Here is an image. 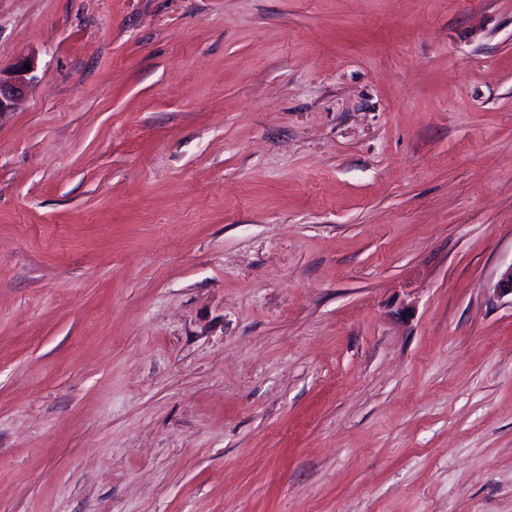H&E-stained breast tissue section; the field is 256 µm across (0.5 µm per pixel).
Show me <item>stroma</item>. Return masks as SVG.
Instances as JSON below:
<instances>
[{
    "label": "stroma",
    "instance_id": "stroma-1",
    "mask_svg": "<svg viewBox=\"0 0 512 512\" xmlns=\"http://www.w3.org/2000/svg\"><path fill=\"white\" fill-rule=\"evenodd\" d=\"M0 512H512V0H0ZM26 64H29L30 70L25 69ZM34 68V61L24 57L15 64L9 75L3 76L0 71V114L9 112L25 96L33 79L31 74Z\"/></svg>",
    "mask_w": 512,
    "mask_h": 512
}]
</instances>
